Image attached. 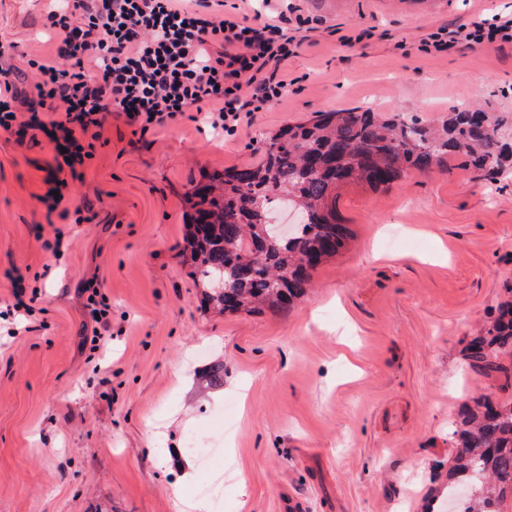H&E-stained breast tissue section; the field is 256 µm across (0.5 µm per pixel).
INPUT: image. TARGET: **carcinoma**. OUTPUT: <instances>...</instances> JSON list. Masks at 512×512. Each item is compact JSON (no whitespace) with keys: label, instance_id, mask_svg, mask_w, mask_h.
<instances>
[{"label":"carcinoma","instance_id":"1","mask_svg":"<svg viewBox=\"0 0 512 512\" xmlns=\"http://www.w3.org/2000/svg\"><path fill=\"white\" fill-rule=\"evenodd\" d=\"M451 157L495 179L512 169V124L500 112L464 106L438 123L370 109L320 112L262 142L259 163L215 170L190 194L189 261L205 299L221 312L284 310L308 295L316 261L351 238L336 215L337 190L358 181L389 187ZM304 211L293 240H262L279 206ZM512 351V300L473 337L467 358L489 375L509 374L499 355ZM458 451L448 488H469L463 512H503L512 501V402L481 397L453 423Z\"/></svg>","mask_w":512,"mask_h":512}]
</instances>
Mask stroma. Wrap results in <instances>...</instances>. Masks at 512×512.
<instances>
[{
	"mask_svg": "<svg viewBox=\"0 0 512 512\" xmlns=\"http://www.w3.org/2000/svg\"><path fill=\"white\" fill-rule=\"evenodd\" d=\"M53 7L0 0L25 101ZM241 14L257 28L284 16L302 39L288 96L231 136L194 112L144 134L109 118L69 189L93 223L40 203L52 144L0 130V512H212L196 490L219 473L221 512H446L462 404L512 399L511 377L465 355L512 298V175L489 182L452 158L386 189L343 186L353 235L288 310H209L182 258L187 193L255 163L261 135L365 106L512 115V42L426 44L512 16V0H250ZM475 69L489 83L475 87ZM18 284L30 315L13 312ZM94 294L108 307L98 336ZM191 434L209 464L186 451Z\"/></svg>",
	"mask_w": 512,
	"mask_h": 512,
	"instance_id": "1",
	"label": "stroma"
}]
</instances>
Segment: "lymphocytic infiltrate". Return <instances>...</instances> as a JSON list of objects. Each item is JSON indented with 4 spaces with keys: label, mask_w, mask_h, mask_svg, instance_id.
<instances>
[{
    "label": "lymphocytic infiltrate",
    "mask_w": 512,
    "mask_h": 512,
    "mask_svg": "<svg viewBox=\"0 0 512 512\" xmlns=\"http://www.w3.org/2000/svg\"><path fill=\"white\" fill-rule=\"evenodd\" d=\"M48 20L55 58L27 61L36 105L20 110L16 69L0 65V128L54 144L40 201L63 219L109 115L145 133L196 111L233 132L243 112L287 96L281 64L300 46L280 25L256 29L194 0H61Z\"/></svg>",
    "instance_id": "lymphocytic-infiltrate-1"
}]
</instances>
